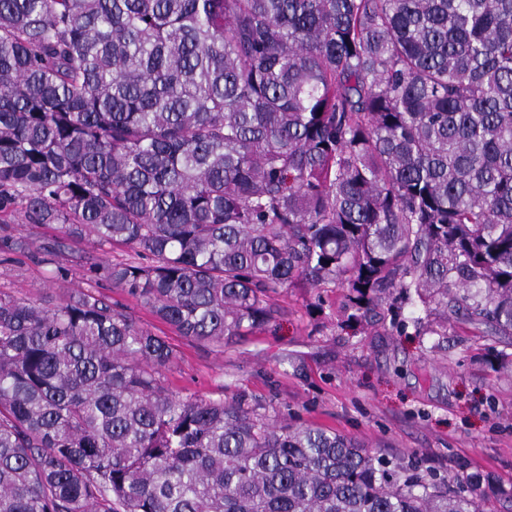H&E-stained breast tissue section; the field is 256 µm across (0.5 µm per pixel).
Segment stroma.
<instances>
[{
  "label": "stroma",
  "mask_w": 512,
  "mask_h": 512,
  "mask_svg": "<svg viewBox=\"0 0 512 512\" xmlns=\"http://www.w3.org/2000/svg\"><path fill=\"white\" fill-rule=\"evenodd\" d=\"M128 248L72 243L68 279L55 280L31 254L0 251V291L36 303L94 288L123 303L144 326L161 324L110 282L89 276L96 262L132 261ZM324 312L309 314L315 298ZM280 326L224 347L170 333L180 358L168 372L174 391L199 398L246 391L290 417L336 430L400 457L417 454L449 469L488 477L489 505L512 512V338L448 320V340L400 336L377 323L350 334L339 326L343 290L304 285L278 300Z\"/></svg>",
  "instance_id": "35a3bbf8"
}]
</instances>
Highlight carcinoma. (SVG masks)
Listing matches in <instances>:
<instances>
[{
    "mask_svg": "<svg viewBox=\"0 0 512 512\" xmlns=\"http://www.w3.org/2000/svg\"><path fill=\"white\" fill-rule=\"evenodd\" d=\"M179 335L347 320L512 336V0H0V213ZM168 337L91 289L0 292V512H484L483 478L172 392ZM0 227L4 229V231L0 229V236L5 234L16 237L23 236L30 242V248L32 250L55 235H62L58 230L53 228L27 224L19 209L7 215L0 214Z\"/></svg>",
    "mask_w": 512,
    "mask_h": 512,
    "instance_id": "obj_1",
    "label": "carcinoma"
}]
</instances>
